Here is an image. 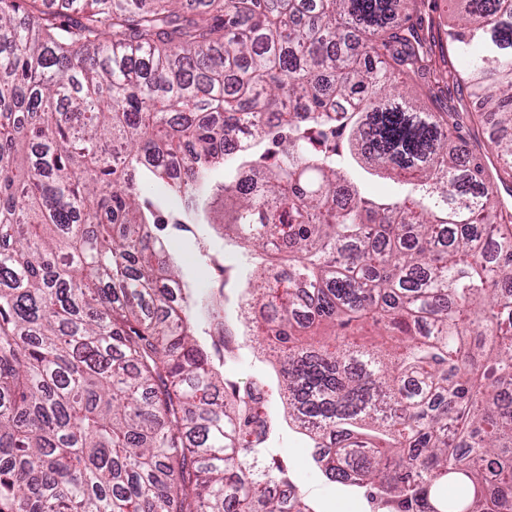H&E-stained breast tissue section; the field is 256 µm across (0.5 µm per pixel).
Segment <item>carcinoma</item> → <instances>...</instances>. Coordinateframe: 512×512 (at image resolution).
I'll list each match as a JSON object with an SVG mask.
<instances>
[{"instance_id":"obj_1","label":"carcinoma","mask_w":512,"mask_h":512,"mask_svg":"<svg viewBox=\"0 0 512 512\" xmlns=\"http://www.w3.org/2000/svg\"><path fill=\"white\" fill-rule=\"evenodd\" d=\"M452 2L511 177L512 0ZM413 4L0 0V512H316L266 459L282 421L374 512H512V206L393 84L443 80ZM211 195L261 259L236 326L157 235ZM253 337L274 398L224 381Z\"/></svg>"}]
</instances>
